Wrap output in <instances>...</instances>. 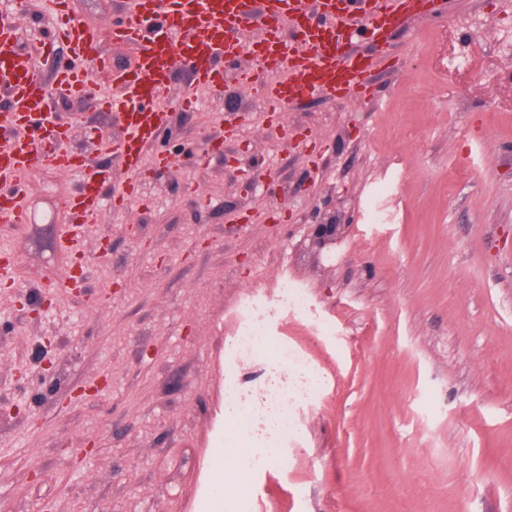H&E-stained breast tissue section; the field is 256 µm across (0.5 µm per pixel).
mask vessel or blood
I'll return each mask as SVG.
<instances>
[{
	"label": "vessel or blood",
	"mask_w": 512,
	"mask_h": 512,
	"mask_svg": "<svg viewBox=\"0 0 512 512\" xmlns=\"http://www.w3.org/2000/svg\"><path fill=\"white\" fill-rule=\"evenodd\" d=\"M323 2L133 0L106 36L68 12L67 0H55L57 20L39 48L51 50L60 40L69 55L55 61L47 74L33 66L31 51L20 47L12 9L1 7L0 97L7 100L9 111L0 121V223H30L17 177L33 169L81 175L80 189L68 200L79 223H90L103 202L116 207L131 203L144 153L167 123L159 97L174 66L190 75L191 88L178 100L184 109L195 105L192 87L223 90L226 69L237 67L245 55L254 66L240 70V84L253 83L260 70L280 75L264 87L271 111L288 100L316 94L369 100L377 83L372 61L354 48L357 39L371 40L394 68L398 60L386 52L389 35L409 16L446 12L445 0H351V8L342 14L326 9ZM109 39L134 47L127 67L112 68L105 49ZM91 72L106 78L112 97L96 93L87 80ZM64 97L113 113L122 126L121 139L112 144L129 175L121 194L104 196L108 174L92 170L72 147L69 127L57 124L51 103Z\"/></svg>",
	"instance_id": "b4317fda"
}]
</instances>
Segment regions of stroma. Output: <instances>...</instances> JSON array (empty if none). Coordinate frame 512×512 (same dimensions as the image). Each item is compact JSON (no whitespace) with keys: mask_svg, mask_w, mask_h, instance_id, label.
I'll return each mask as SVG.
<instances>
[{"mask_svg":"<svg viewBox=\"0 0 512 512\" xmlns=\"http://www.w3.org/2000/svg\"><path fill=\"white\" fill-rule=\"evenodd\" d=\"M389 39L399 70L372 100L317 95L271 118L233 75L161 102L169 170L85 228V282L59 283L74 176H23L52 223H0L17 260L0 284V505L8 512H512V0H450ZM75 146L125 174L111 115L55 102ZM233 128L234 141L213 150ZM206 154L186 163L183 149ZM384 213L366 221L369 208ZM315 224L337 227L324 251ZM301 284L306 313L269 306L271 346L321 373L296 408L288 464L217 487V458L264 438L224 413L258 403L257 357L224 344L246 294Z\"/></svg>","mask_w":512,"mask_h":512,"instance_id":"1","label":"stroma"}]
</instances>
